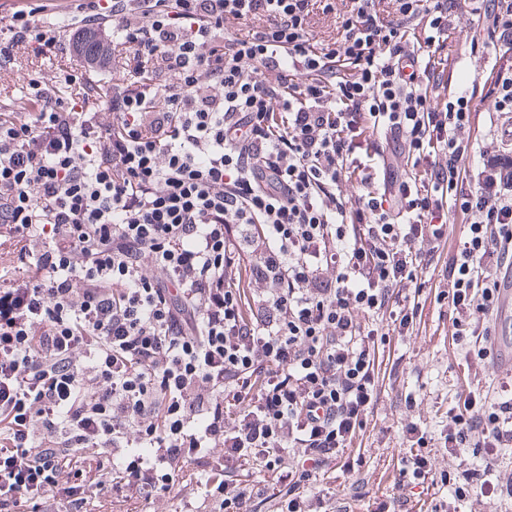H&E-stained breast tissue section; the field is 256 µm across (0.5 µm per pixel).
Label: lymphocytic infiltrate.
I'll return each instance as SVG.
<instances>
[{"mask_svg": "<svg viewBox=\"0 0 512 512\" xmlns=\"http://www.w3.org/2000/svg\"><path fill=\"white\" fill-rule=\"evenodd\" d=\"M336 2L0 15V64L98 28L123 64L108 95L74 64L0 96V512L147 503L191 467L214 512H311L377 401L365 322L420 325L452 212L451 341L489 359L512 273V0ZM464 14L493 51L468 82L443 53ZM479 96L494 152L466 135ZM449 418L448 453L512 446V402L463 388ZM470 494L512 484L467 468L451 496Z\"/></svg>", "mask_w": 512, "mask_h": 512, "instance_id": "1", "label": "lymphocytic infiltrate"}]
</instances>
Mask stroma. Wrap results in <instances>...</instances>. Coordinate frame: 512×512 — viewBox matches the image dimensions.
Returning <instances> with one entry per match:
<instances>
[{
	"mask_svg": "<svg viewBox=\"0 0 512 512\" xmlns=\"http://www.w3.org/2000/svg\"><path fill=\"white\" fill-rule=\"evenodd\" d=\"M439 272H428L420 297L425 300L424 322L413 335L378 347L377 358L383 378V392L373 417L361 436V445L345 449L342 464L320 477L328 491L341 490L350 475L344 464L358 460L368 488L374 493H389L394 480V464L409 453L403 430L416 425L428 431L431 440L426 449L435 474H456L466 468H482L480 459L468 454L449 455L440 446L441 430L448 423V411L456 401L462 382L499 397L512 377L495 368L467 358L464 350L452 346L447 338L451 309L447 299L438 298ZM412 403H404L405 394Z\"/></svg>",
	"mask_w": 512,
	"mask_h": 512,
	"instance_id": "1",
	"label": "stroma"
}]
</instances>
